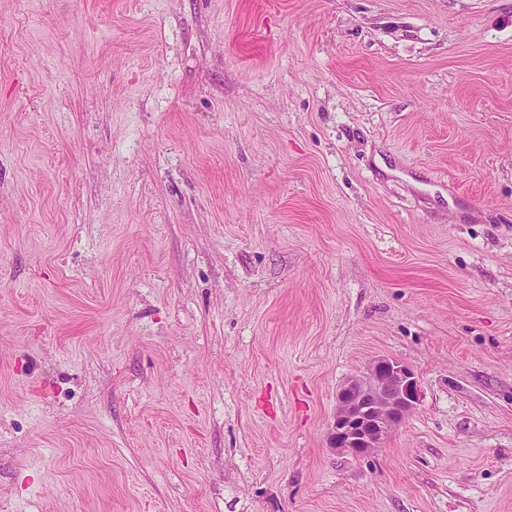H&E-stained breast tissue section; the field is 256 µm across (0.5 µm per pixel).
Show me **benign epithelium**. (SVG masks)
I'll use <instances>...</instances> for the list:
<instances>
[{"instance_id": "benign-epithelium-1", "label": "benign epithelium", "mask_w": 512, "mask_h": 512, "mask_svg": "<svg viewBox=\"0 0 512 512\" xmlns=\"http://www.w3.org/2000/svg\"><path fill=\"white\" fill-rule=\"evenodd\" d=\"M420 385L415 373L381 357L348 378L336 391L329 443L336 451L366 456L380 447L415 409Z\"/></svg>"}]
</instances>
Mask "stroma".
Returning a JSON list of instances; mask_svg holds the SVG:
<instances>
[{"instance_id":"stroma-1","label":"stroma","mask_w":512,"mask_h":512,"mask_svg":"<svg viewBox=\"0 0 512 512\" xmlns=\"http://www.w3.org/2000/svg\"><path fill=\"white\" fill-rule=\"evenodd\" d=\"M0 512H512V0H0ZM420 392L408 366L389 357L374 360L336 391L331 447L352 456L372 453L415 409Z\"/></svg>"}]
</instances>
